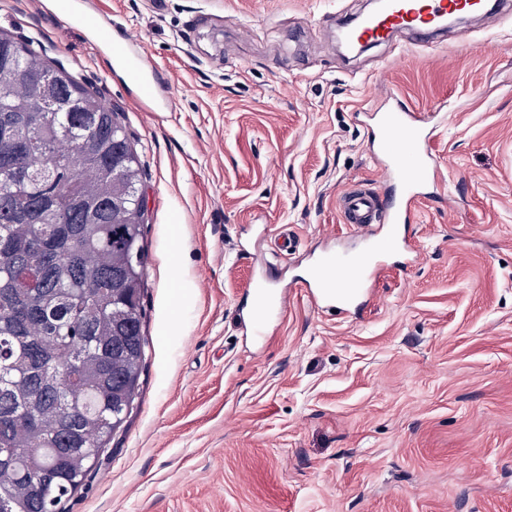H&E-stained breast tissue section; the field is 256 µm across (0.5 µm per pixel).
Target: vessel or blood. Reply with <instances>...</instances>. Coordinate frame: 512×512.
Wrapping results in <instances>:
<instances>
[{"label":"vessel or blood","instance_id":"b4317fda","mask_svg":"<svg viewBox=\"0 0 512 512\" xmlns=\"http://www.w3.org/2000/svg\"><path fill=\"white\" fill-rule=\"evenodd\" d=\"M487 11L486 0H388L381 14L361 17L348 29L346 38L352 43L382 42L402 30L419 32L432 28L450 15ZM70 17L90 42L112 49L129 82L138 88L144 100H152L155 75L146 72L126 48L113 47L107 23L97 14L92 0H71ZM376 134L381 168L388 179L401 184V195L396 200H385L360 190L343 196V220L362 232L368 247L354 257L326 253L308 271V293L316 304L326 308L342 310L360 300L366 282L380 274L392 252L403 247L400 226L409 220L421 189L434 183L437 177L430 137L420 113L410 110L403 102H396L390 111L383 113ZM273 303L272 296L256 289L255 307L250 315L253 335H262Z\"/></svg>","mask_w":512,"mask_h":512}]
</instances>
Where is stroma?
Masks as SVG:
<instances>
[{"label":"stroma","mask_w":512,"mask_h":512,"mask_svg":"<svg viewBox=\"0 0 512 512\" xmlns=\"http://www.w3.org/2000/svg\"><path fill=\"white\" fill-rule=\"evenodd\" d=\"M158 74L144 102L58 5L0 0L117 112L144 198L145 366L69 512H512V19L342 54L363 0H94ZM432 114L438 192L364 302L303 279L359 249L339 199L397 192L368 140ZM285 290L263 337L252 290Z\"/></svg>","instance_id":"obj_1"}]
</instances>
